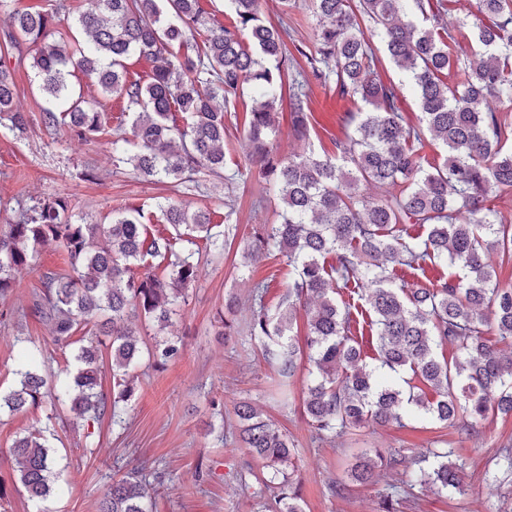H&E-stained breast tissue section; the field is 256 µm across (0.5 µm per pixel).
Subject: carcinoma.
I'll use <instances>...</instances> for the list:
<instances>
[{
  "label": "carcinoma",
  "mask_w": 512,
  "mask_h": 512,
  "mask_svg": "<svg viewBox=\"0 0 512 512\" xmlns=\"http://www.w3.org/2000/svg\"><path fill=\"white\" fill-rule=\"evenodd\" d=\"M227 2L234 20L217 26L200 0H92L75 18L76 32L59 34L47 11L13 12L0 46V122L18 132L30 122L15 105L14 69L3 61L29 44L30 67L46 96L45 126L62 124L87 139L107 125L106 99H122L132 117L131 137L112 141L114 161L144 178L191 181L204 171L224 173V113L214 101L220 97L228 106L252 89L248 162L259 167L261 193L276 191L282 210L276 223L247 241L244 258L281 255L294 277L274 311L265 302L268 285L254 284L247 335L283 379L295 376L298 355L307 352L303 406L313 432L322 438L364 425L403 427L412 412L446 427L455 426L462 412L474 423L512 415V351L504 353L487 338L491 330L512 342V288L499 286L485 260L491 248L512 251V224L497 221L490 205L499 191L512 188V149H504L512 124L486 107L491 96L512 100V0H476L477 13L491 21L472 26L482 54L476 64L453 51L456 38L449 30L412 15L411 5L420 9L422 0H313L315 50L297 43L296 51L312 77L334 81L341 97L368 106L350 115L354 130L336 142L332 156L277 151L275 109L285 86L295 137L307 139L308 82L296 78L288 26L265 22L259 0ZM377 43L413 90L421 125L404 124L400 88L375 78ZM132 56L152 64L148 83L128 76ZM77 73L97 94L71 92L69 78ZM452 75L461 80L448 82ZM177 112L186 124L177 123ZM426 135L444 148L443 163L431 165L414 148ZM362 185L378 189V199L360 195ZM224 207L221 233L213 232L208 211L168 203L160 212L179 239L191 246L202 239L216 248L219 237L235 230L234 205ZM66 211L63 200H45L0 231V297L12 292L13 271L31 263L38 248L61 247L70 271L42 274L36 310L61 344L82 323H94L95 338L80 348L75 372L56 393L27 355L16 370L19 386L0 395V409L66 399L80 420L96 422L109 412L118 422L135 395L142 355L129 322L141 319L161 330L169 325L196 281L200 250L180 252L170 239L153 235L141 207L107 224L72 222ZM411 224L425 236L412 237ZM148 257L164 263L169 278L134 275L132 266ZM448 263L464 276L421 285L397 274L399 267L424 273ZM347 288L361 303L336 300V290ZM299 314L307 321L302 349L293 335ZM364 315L377 336L375 365L365 362L353 336ZM448 343L459 355L441 360L437 350ZM106 356L110 403L100 390ZM235 415L228 437L268 469L263 483L274 485L276 512H304L288 436L248 401L238 403ZM11 453L16 483L29 498L47 499L57 472L46 439L19 437ZM405 463L397 451L372 448L355 457L349 478L370 484L378 470ZM410 477L439 493L462 491L458 467L436 448L413 459ZM151 506L146 479L135 472L112 482L99 512H150Z\"/></svg>",
  "instance_id": "obj_1"
}]
</instances>
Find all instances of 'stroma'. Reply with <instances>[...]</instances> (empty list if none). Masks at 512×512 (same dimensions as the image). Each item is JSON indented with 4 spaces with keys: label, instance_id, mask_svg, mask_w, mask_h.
I'll return each instance as SVG.
<instances>
[{
    "label": "stroma",
    "instance_id": "1",
    "mask_svg": "<svg viewBox=\"0 0 512 512\" xmlns=\"http://www.w3.org/2000/svg\"><path fill=\"white\" fill-rule=\"evenodd\" d=\"M260 12L271 23L285 22L296 39L312 45L315 18L310 0H261ZM15 101L29 112L31 122L18 133L0 126V230L15 223L22 210L38 201L59 198L68 205V217L107 223L115 211L142 207L155 235L173 236L157 205L173 200L193 209L210 211L213 223L224 221V206L236 211V234L224 244V253L201 252L196 281L188 287L179 314L166 329L136 320L134 328L147 345L175 339L178 355L164 367L141 359L135 370L137 388L122 423L110 419H75L64 403L40 404L20 412L0 413V482L7 498L6 512H98V504L112 480L137 472L145 475L154 512H265L270 490L255 478L260 465L222 436L235 424V406L251 402L288 437L295 449L305 512H380L384 495L395 493L396 512H512V468L501 451L512 448V417L491 416L473 430L444 427L412 417L405 427L362 428L336 439L313 434L302 405L305 373H298L288 390L263 356L260 344L247 336L223 338L224 299L239 300L238 326H246L252 284L269 288L265 301L276 307L291 279L285 258L265 257L245 263L244 244L254 230L275 221L279 201L258 195V178L246 160L245 127L252 101L238 99L224 113V177L198 175L197 185L162 183L138 178L129 165L112 163V140L127 132L130 119L124 104L108 99L110 123L90 140L75 138L66 126L41 122L43 98L30 65L15 69ZM308 145L315 154H334L335 142L353 129L351 113L363 107L360 99L341 97L334 84H310ZM95 179H88L87 171ZM61 248L40 249L29 266L13 273L15 288L0 298V392L15 387V370L22 350H34L36 364L50 380L64 379L75 370L74 357L93 332L79 326L69 344L55 342L50 327L33 305L40 292V275L67 269ZM50 431L60 477L46 503L32 501L14 483L10 454L14 440L34 432ZM366 448L399 450L411 456L423 448H445L459 467L462 492L439 494L410 486L403 469L381 472L367 486L351 483L347 470Z\"/></svg>",
    "mask_w": 512,
    "mask_h": 512
}]
</instances>
